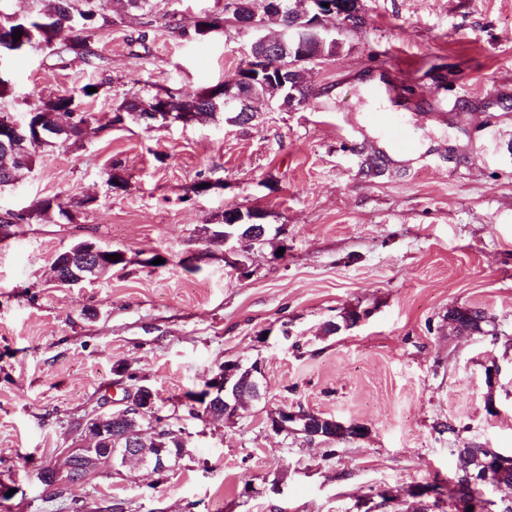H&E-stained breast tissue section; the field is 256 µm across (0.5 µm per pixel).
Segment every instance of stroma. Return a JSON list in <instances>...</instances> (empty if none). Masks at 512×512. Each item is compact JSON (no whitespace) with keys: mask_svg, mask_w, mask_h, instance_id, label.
<instances>
[{"mask_svg":"<svg viewBox=\"0 0 512 512\" xmlns=\"http://www.w3.org/2000/svg\"><path fill=\"white\" fill-rule=\"evenodd\" d=\"M362 3L363 27L308 70V105L258 101L242 126L223 112L112 122L142 89L192 95L235 73L254 30L229 20L192 34L224 0L136 13L104 0L113 23L91 38V58L37 45L0 54L15 120L42 98L99 87L81 103L82 144L37 149L0 191V217L48 198L72 215L0 228V485L13 490L0 512H69L74 499L81 512H356L373 492L402 498L448 478L458 448L512 455V0ZM373 79L421 145L415 160L394 163L359 123ZM233 208L265 215L245 277L200 235ZM82 240L124 264L58 287L54 258ZM192 252L203 258L190 270ZM454 305L483 309L489 333H452ZM350 309L364 320L327 333ZM227 360L261 362L266 398L233 421L191 417L185 393ZM138 385L184 429L173 471L38 481L40 465L64 470L88 414L122 409ZM284 404L368 432L328 457L269 432ZM445 422L455 432H439Z\"/></svg>","mask_w":512,"mask_h":512,"instance_id":"35a3bbf8","label":"stroma"}]
</instances>
